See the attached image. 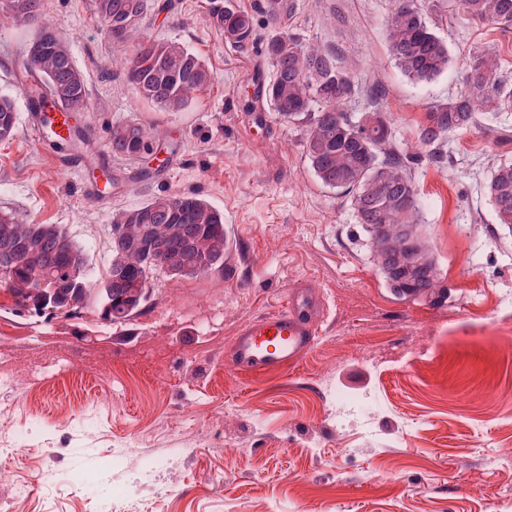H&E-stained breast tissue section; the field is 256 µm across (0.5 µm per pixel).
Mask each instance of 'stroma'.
Returning <instances> with one entry per match:
<instances>
[{
    "label": "stroma",
    "instance_id": "35a3bbf8",
    "mask_svg": "<svg viewBox=\"0 0 512 512\" xmlns=\"http://www.w3.org/2000/svg\"><path fill=\"white\" fill-rule=\"evenodd\" d=\"M209 2L147 0L144 36L180 41L212 72L176 111L142 99L113 65L123 48L93 0H43L36 22L0 24V92L19 116L13 139L0 141V210L62 225L98 279L113 211L159 194L199 193L223 212L229 241L223 271L154 270L149 301L124 325L93 305L75 317L27 312L0 287V441H24L0 456V471L30 487L14 512H512V231L486 194L512 160V112L478 115L449 135L441 161L410 163L446 293L396 297L349 198L315 177L303 124L244 107L272 74L262 0H224L253 18L243 48L210 23ZM296 2L289 30L354 69L360 90L343 112L358 116L366 89L378 88L398 147H416L428 106L462 91L476 49L495 47L512 77V31L434 15L451 62L422 84L389 55V0ZM40 27L69 40L87 81L82 168L63 167L48 133L28 123L19 77ZM129 121L153 129L163 165L112 156L109 131ZM105 169L109 190L87 192ZM301 284L321 303L306 359L282 373L234 371L236 333ZM340 395H373L380 408L340 425ZM120 446L132 454L113 461ZM131 482L134 496L117 502L113 491Z\"/></svg>",
    "mask_w": 512,
    "mask_h": 512
}]
</instances>
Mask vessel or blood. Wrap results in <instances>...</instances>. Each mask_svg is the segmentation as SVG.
Instances as JSON below:
<instances>
[{"label": "vessel or blood", "instance_id": "1", "mask_svg": "<svg viewBox=\"0 0 512 512\" xmlns=\"http://www.w3.org/2000/svg\"><path fill=\"white\" fill-rule=\"evenodd\" d=\"M316 307L308 288L293 289L283 310L241 329L228 354L231 367L241 373H270L302 362L315 342Z\"/></svg>", "mask_w": 512, "mask_h": 512}]
</instances>
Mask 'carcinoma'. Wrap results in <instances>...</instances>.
I'll use <instances>...</instances> for the list:
<instances>
[{
    "label": "carcinoma",
    "instance_id": "carcinoma-1",
    "mask_svg": "<svg viewBox=\"0 0 512 512\" xmlns=\"http://www.w3.org/2000/svg\"><path fill=\"white\" fill-rule=\"evenodd\" d=\"M386 33L388 50L408 79L428 83L448 70V43L426 15L419 0H391ZM42 0H0V24L5 19L33 22ZM455 9L471 19L488 22L503 31L512 29V0H454ZM98 18L107 31L117 26L112 41L133 47L120 57L127 81L139 94L162 108L177 110L189 98L207 89L211 73L202 58L179 42H155L141 35L146 0H95ZM296 0H264L263 13L274 28L264 45L272 67L267 83L259 85L261 100L275 116L306 124L304 152L322 185L349 196L358 223L369 235L374 256L395 295L436 297L442 292L434 259L419 223L420 200L408 172V163L420 153L392 147V131L378 94L371 97L368 116L349 119L342 105L357 92L344 57L336 51L306 43L285 30ZM210 20L224 38L240 47L255 35L248 13L212 0ZM48 37L38 57H28L32 80L26 95L39 101L45 113L63 108L66 136L51 131L55 146L68 151L83 141L77 114L90 111L83 74L75 66L68 43L45 27ZM512 112V79L501 71L494 48H483L469 58L466 88L446 103L432 104L418 142L437 156L448 135L470 128L476 112ZM17 131L14 100L0 95V140ZM155 135L141 122L112 128V154L129 160L153 147ZM487 195L497 223L512 230V162L495 169ZM112 259L106 277L89 273L84 250L58 224H37L12 211H0V268L9 273L7 288L18 306L55 316L58 310L75 315L92 303L109 324H124L144 306L150 272L164 270L175 278L205 276L224 269L228 240L224 213L195 194L158 195L133 209L112 213Z\"/></svg>",
    "mask_w": 512,
    "mask_h": 512
}]
</instances>
